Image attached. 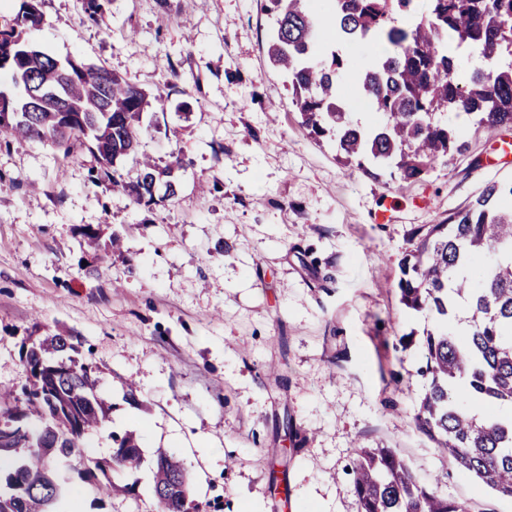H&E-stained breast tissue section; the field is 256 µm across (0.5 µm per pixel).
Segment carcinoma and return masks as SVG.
I'll use <instances>...</instances> for the list:
<instances>
[{"label": "carcinoma", "mask_w": 512, "mask_h": 512, "mask_svg": "<svg viewBox=\"0 0 512 512\" xmlns=\"http://www.w3.org/2000/svg\"><path fill=\"white\" fill-rule=\"evenodd\" d=\"M107 0H82L96 24ZM275 21L267 53L288 78L303 123L316 136H336L343 158L369 177L417 181L436 163L465 149L455 126L436 119L444 110L471 116L488 132L512 127V0H428L427 16L414 19L413 0H328L315 19L311 0H267ZM39 0H23L18 14L0 22V74L14 90L0 89V135L48 144L63 159L77 146L99 168L91 181L124 194L136 206L155 202L159 187L176 196L173 171L183 158L160 165L144 155L127 179L118 167L136 152L145 130L142 113L164 104L102 65L60 61L34 47L26 30L40 24ZM338 41L376 38L391 50L356 73L343 56L316 61L317 27ZM465 45L487 61L467 81L455 78L457 58L448 44ZM356 87L382 122L350 123L342 112L346 84ZM419 243L401 261L400 303L435 316L445 326L426 332V379L415 414L417 427L442 456L503 496L512 497V182L492 183L468 206L440 224L417 228ZM80 337L46 336L22 351L29 386L18 395L0 391V454L18 462L0 479V512H61L68 478L51 466L56 454L76 455L85 482L102 495L116 486L108 472L136 469L142 450L134 434H111L108 459L75 453L91 431L103 430L111 406L98 391L97 367L72 356ZM38 416L45 426L32 431ZM358 512H468L466 503L441 496L419 481L393 448H363L355 463ZM152 493L157 512H199L186 467L156 451Z\"/></svg>", "instance_id": "1"}]
</instances>
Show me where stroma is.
<instances>
[{"instance_id":"obj_1","label":"stroma","mask_w":512,"mask_h":512,"mask_svg":"<svg viewBox=\"0 0 512 512\" xmlns=\"http://www.w3.org/2000/svg\"><path fill=\"white\" fill-rule=\"evenodd\" d=\"M40 10L27 38L47 53L165 90L141 149L184 159L176 196L147 209L92 185L88 151L0 146V389L27 384L24 346L78 334L112 406L86 454L110 456L113 431L143 451L112 474L131 493L112 497L55 458L80 512H153L160 448L184 462L201 512H358L355 460L376 447L470 512H512L418 430L432 322L397 288L416 229L512 181V156L449 112L466 151L419 181L367 178L310 133L273 72L265 0H110L96 26L80 0Z\"/></svg>"}]
</instances>
